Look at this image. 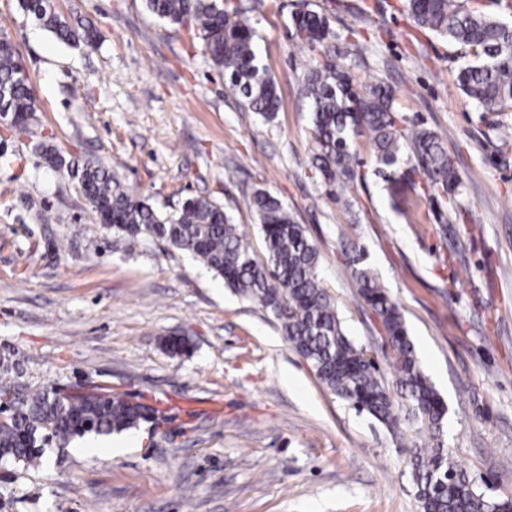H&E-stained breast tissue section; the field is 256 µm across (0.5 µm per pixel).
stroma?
<instances>
[{
  "label": "stroma",
  "mask_w": 512,
  "mask_h": 512,
  "mask_svg": "<svg viewBox=\"0 0 512 512\" xmlns=\"http://www.w3.org/2000/svg\"><path fill=\"white\" fill-rule=\"evenodd\" d=\"M238 3L278 85L269 123L230 94L201 39L144 0H55L100 34L78 49L0 0V35L30 75L50 144L101 160L154 208L213 200L261 260L247 200L258 189L278 198L317 243L347 333L382 362V327L341 251L363 246L448 406L459 463L487 497L512 498V145L462 96L459 46L416 32L404 0ZM300 10L328 18L358 82L389 85L401 112L446 139L466 184L448 229L426 200L393 208L366 140L349 205L313 168ZM26 144L13 136L15 161L0 164V353L30 385L120 391L164 414L49 447L36 468L0 463V512H418L406 427L331 394L269 312L191 256L99 224L76 183ZM171 334L189 338L190 354L164 348Z\"/></svg>",
  "instance_id": "obj_1"
}]
</instances>
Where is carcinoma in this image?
Listing matches in <instances>:
<instances>
[{
  "label": "carcinoma",
  "instance_id": "cac0c4a2",
  "mask_svg": "<svg viewBox=\"0 0 512 512\" xmlns=\"http://www.w3.org/2000/svg\"><path fill=\"white\" fill-rule=\"evenodd\" d=\"M471 6H465V3ZM21 8L59 41L91 46L92 26L77 27L56 12L53 0H20ZM157 18L190 34H199L205 53L224 72V83L247 110L264 121L280 107L276 81L262 65L257 34L249 16L224 8V0H145ZM417 28L461 47L459 87L480 112H512V25L486 15L480 0H406ZM298 46L323 60L307 64L304 94L309 101L314 138L313 167L336 185V200L351 189L360 166L355 140L367 138L380 174L389 169L424 171L420 197L448 213H458L465 183L448 155L447 143L402 113L392 89L355 82L332 52L336 34L325 15L315 11L292 16ZM29 76L13 42L0 37V118L4 130L22 133L31 152L77 181L101 224L133 238L161 240L190 255L224 279L239 297L261 305L278 321L285 340L311 367L321 383L388 427L404 418L430 442L409 450L411 477L419 512H492L481 492L447 446L448 406L423 372L399 305L366 263L364 247L344 250L347 269L359 295L378 317L392 350L388 384L368 347L348 336L335 303L319 277L320 251L288 208L264 190L249 201L261 226L265 260L258 261L232 218L205 197L187 198L171 212L160 211L130 191L98 161L67 160L36 130ZM171 353L190 350L185 336L163 340ZM0 462L26 467L41 464L43 448H65L87 434L109 436L151 420L157 410L120 392L86 391L67 397L52 389L17 381L15 366L0 360Z\"/></svg>",
  "mask_w": 512,
  "mask_h": 512
}]
</instances>
